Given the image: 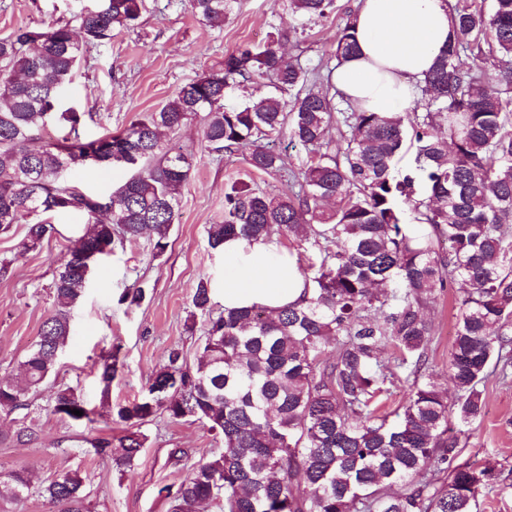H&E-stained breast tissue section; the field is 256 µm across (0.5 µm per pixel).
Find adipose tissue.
I'll return each instance as SVG.
<instances>
[{
  "instance_id": "1",
  "label": "adipose tissue",
  "mask_w": 512,
  "mask_h": 512,
  "mask_svg": "<svg viewBox=\"0 0 512 512\" xmlns=\"http://www.w3.org/2000/svg\"><path fill=\"white\" fill-rule=\"evenodd\" d=\"M453 17L445 0H357L355 53L331 82L353 108L404 114L416 108L426 74L448 47ZM221 288L225 309L260 305L270 311L301 301L306 283L297 260L272 239L226 238Z\"/></svg>"
}]
</instances>
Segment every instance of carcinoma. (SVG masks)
Wrapping results in <instances>:
<instances>
[{
  "label": "carcinoma",
  "instance_id": "cac0c4a2",
  "mask_svg": "<svg viewBox=\"0 0 512 512\" xmlns=\"http://www.w3.org/2000/svg\"><path fill=\"white\" fill-rule=\"evenodd\" d=\"M190 5L200 23L220 29L230 0ZM288 7L305 26L327 18L333 0H288ZM143 9L145 0H99L79 13L76 29L52 20L0 38V231L27 225L31 251L55 231L50 216L86 218L57 271L54 310L21 363V380L0 382V419L24 408L55 370L91 256L140 237L159 253L167 247L196 156L165 144L166 135L200 116L208 148L239 153L250 169L274 176L282 159L271 143L286 129L309 152L288 191L230 183L224 223L206 233L213 249L227 237H298L321 255L314 271L299 267L309 295L275 314L253 306L215 316L211 282L200 281L192 305L207 328L196 366L171 351L147 394L118 408L127 428L118 450L106 438L91 445L128 468L146 442L140 428L162 413L221 436L220 453L200 455L176 490L164 488L170 512H201L204 504L218 512H474L496 475L457 463L450 419H477L490 367L504 378L512 367V0H493L487 15L474 0H455L454 39L424 79L425 114L343 112L349 136L342 150L330 137L333 99L306 87L308 71L273 40L225 55L224 67L186 83L119 133L81 138L85 113L62 108V93L83 49L112 40ZM352 28L349 16L336 36L339 62L355 50ZM463 53L480 65L462 68ZM239 78H268L271 90L227 105ZM51 124L68 132L46 139ZM97 142L121 154L110 166L132 171L109 194L82 193L64 178ZM407 142L415 156L401 173ZM404 203L412 205L409 218ZM450 283L463 288L448 358L460 392L452 405L427 374L434 329L424 317ZM95 367L105 399L112 355ZM402 373L411 383L407 399L381 411ZM53 412L94 422L71 388L56 392ZM32 487L23 470L0 472V501L20 500ZM40 494L59 512H84L75 471L54 475Z\"/></svg>",
  "mask_w": 512,
  "mask_h": 512
}]
</instances>
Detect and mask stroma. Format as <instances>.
<instances>
[{
    "instance_id": "35a3bbf8",
    "label": "stroma",
    "mask_w": 512,
    "mask_h": 512,
    "mask_svg": "<svg viewBox=\"0 0 512 512\" xmlns=\"http://www.w3.org/2000/svg\"><path fill=\"white\" fill-rule=\"evenodd\" d=\"M89 0H0V37L21 26L38 27L58 19L73 21ZM356 0H335L329 18L300 26L285 0H234L223 28L198 22L188 0H146L133 25L115 29L110 43L85 49L63 94L64 107L86 113L81 130L93 139L127 126L139 114L161 108L192 79L219 69L225 54L250 44L261 46L278 38L287 59L308 70L321 90L337 61L332 54L336 30L355 10ZM204 124L194 120L170 135L171 144L194 150L199 162L185 182L179 217L168 245L155 254L148 238L117 245L98 260L85 294L72 317V334L55 374L30 394L18 417L32 424L36 438L28 443L0 441V468H24L34 483L62 470L80 472L87 512H168L162 489L178 486L187 468L171 459L174 448L192 458L217 450L220 436L191 419L173 421L158 415L142 431L147 437L132 467L117 469L90 445L97 437L118 438L123 425L112 408L141 399L149 381L171 350L195 365L206 328L204 317H192L191 298L200 280L223 275V259L207 241L208 225L224 219V188L233 179L251 181L276 194L288 188V177L308 158L300 144L282 136L275 148L282 157L280 175L251 171L242 155L208 151ZM69 180L93 194H105L129 178L128 170L84 164L68 170ZM54 233L41 248H23L26 227L13 225L0 233V261L11 263L0 278V380L15 378L21 362L36 344L42 322L54 308L53 280L85 220L75 213L51 218ZM141 286L140 305L121 303L128 288ZM458 287L445 288L430 304L427 316L434 336L427 347L429 373L449 399L457 391L449 377L448 358L457 313ZM116 350L117 373L109 394H102L93 368L101 354ZM73 388L96 412L97 421L84 426L61 420L52 412L57 390ZM483 411L459 436L460 461L492 468L499 479L491 496L480 499L477 512H512V375L491 376L480 387Z\"/></svg>"
}]
</instances>
